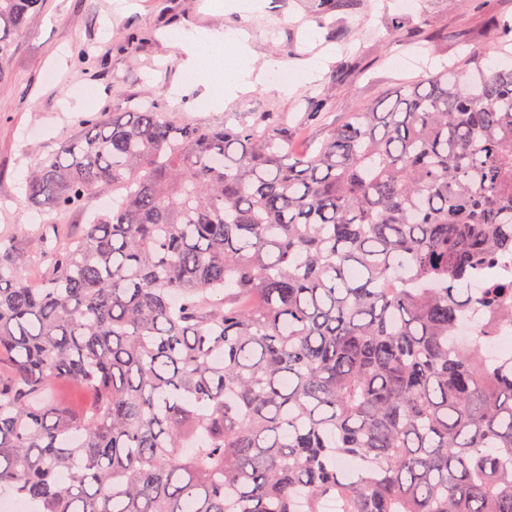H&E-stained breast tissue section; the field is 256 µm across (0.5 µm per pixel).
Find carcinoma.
<instances>
[{
  "label": "carcinoma",
  "mask_w": 512,
  "mask_h": 512,
  "mask_svg": "<svg viewBox=\"0 0 512 512\" xmlns=\"http://www.w3.org/2000/svg\"><path fill=\"white\" fill-rule=\"evenodd\" d=\"M41 5L0 0V80ZM109 190L37 284L0 242V490L35 512H512V367L482 350L512 322V68L428 71L302 153L143 100L85 120L25 202ZM484 316L479 308H472L467 312L466 318L459 324L454 336L453 344L464 343L473 338L476 328L483 323ZM47 391L52 399L66 403L74 409H82L93 400V395L88 390L56 378L50 380Z\"/></svg>",
  "instance_id": "obj_1"
}]
</instances>
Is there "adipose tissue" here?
<instances>
[{
    "mask_svg": "<svg viewBox=\"0 0 512 512\" xmlns=\"http://www.w3.org/2000/svg\"><path fill=\"white\" fill-rule=\"evenodd\" d=\"M175 44L186 56L181 69L184 92H198L200 101L211 110L223 111L225 100L253 89L252 50L246 38L218 31L203 43L181 35Z\"/></svg>",
    "mask_w": 512,
    "mask_h": 512,
    "instance_id": "adipose-tissue-1",
    "label": "adipose tissue"
}]
</instances>
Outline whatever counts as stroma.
I'll use <instances>...</instances> for the list:
<instances>
[{
  "instance_id": "1",
  "label": "stroma",
  "mask_w": 512,
  "mask_h": 512,
  "mask_svg": "<svg viewBox=\"0 0 512 512\" xmlns=\"http://www.w3.org/2000/svg\"><path fill=\"white\" fill-rule=\"evenodd\" d=\"M43 0L39 12L14 35L10 74L0 81V238L33 258L25 276L40 281L35 263L53 222L64 235L78 236L90 214L103 212L101 195L60 219L37 216L27 208L26 176L80 129L82 113L72 112V96L86 87L97 91L91 115L122 111L134 99L157 100L171 116L211 128L241 121L286 127L296 148L318 146L331 124L345 121L359 105L398 90L423 69L413 60L414 45L429 44L438 59L454 62L472 54L479 61L502 63L512 57V40L498 48L488 32L512 15V0H349L317 16L306 0ZM210 30L242 31L254 51L252 66L276 59L297 75L321 61L314 80L294 82L290 95L265 88L239 95L214 112L186 108L172 95L183 55L168 39L172 30L197 32L199 16ZM397 29L398 46L388 43ZM325 101L324 115L309 114L311 98Z\"/></svg>"
}]
</instances>
